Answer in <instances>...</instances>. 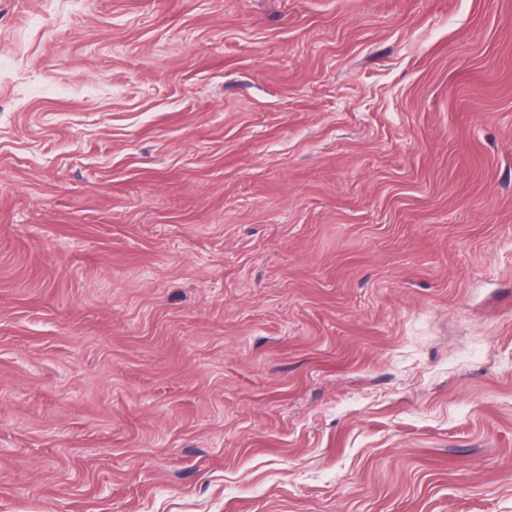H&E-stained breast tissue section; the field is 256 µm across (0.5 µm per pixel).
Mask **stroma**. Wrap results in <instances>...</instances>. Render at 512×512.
<instances>
[{"instance_id":"1","label":"stroma","mask_w":512,"mask_h":512,"mask_svg":"<svg viewBox=\"0 0 512 512\" xmlns=\"http://www.w3.org/2000/svg\"><path fill=\"white\" fill-rule=\"evenodd\" d=\"M0 512H512V0H0Z\"/></svg>"}]
</instances>
